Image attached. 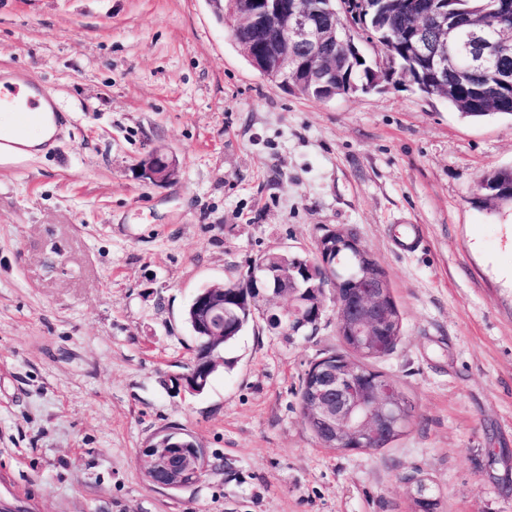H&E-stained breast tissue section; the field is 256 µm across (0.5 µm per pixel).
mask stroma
I'll return each mask as SVG.
<instances>
[{
    "label": "stroma",
    "mask_w": 512,
    "mask_h": 512,
    "mask_svg": "<svg viewBox=\"0 0 512 512\" xmlns=\"http://www.w3.org/2000/svg\"><path fill=\"white\" fill-rule=\"evenodd\" d=\"M67 110L47 153L0 163V499L21 512H512V118L412 87L318 100L264 78L207 0H0V66ZM155 150L173 182L141 176ZM415 225L419 247H396ZM353 227L400 319L374 359L415 408L386 447H323L296 395L342 351L249 326L206 389L179 390L202 288ZM211 467L173 491L138 454L166 428ZM480 190L483 192L480 200L487 208L512 204V168H496L486 172L480 181Z\"/></svg>",
    "instance_id": "1"
}]
</instances>
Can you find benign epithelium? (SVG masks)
I'll list each match as a JSON object with an SVG mask.
<instances>
[{"label":"benign epithelium","instance_id":"obj_1","mask_svg":"<svg viewBox=\"0 0 512 512\" xmlns=\"http://www.w3.org/2000/svg\"><path fill=\"white\" fill-rule=\"evenodd\" d=\"M212 12L229 25L234 40L249 63L271 82L293 90L298 84L328 80L336 76V57L321 53L327 46L340 44L345 56L360 58L362 54L349 30L336 29V17L346 12L343 0H326L318 7L313 0H207ZM434 9L427 0H414L406 12L408 21L402 32L409 38L411 67L431 71L448 63V0H438ZM492 15H512V0H493L491 9L455 20L456 27L469 34L465 49L481 47L483 53L494 54L512 43V28L498 31L494 42H483L486 24ZM431 21L443 32L441 51L427 52L422 42L423 25ZM145 178L168 183L177 175L176 161L155 151L143 164ZM336 238V246L347 247L358 254L367 252L356 231L345 226L327 230L318 240L315 261L322 270L321 281L314 285L320 303L313 309L306 305L295 275L274 270L263 264L252 265L244 287L250 298L238 305L258 313L268 330L295 335L314 330L326 309V290L332 291L336 305L339 335L346 348L367 359L384 351L382 336L400 333V315L394 312L391 289L383 275L354 280L323 260L322 242ZM198 335L208 337L202 359L178 377L190 394L203 391L210 374L222 358L213 349L224 339L225 332L235 327L230 319L227 297L205 288L193 298ZM372 369L367 364L344 354L321 358L309 366L307 399L303 402L306 420L313 426L327 448L339 450H375L391 443L414 420L415 409L396 384L384 375L367 379ZM165 446L154 442L140 450L139 463L147 481L154 488H186L202 480L208 470L209 457L200 444L181 428L161 431Z\"/></svg>","mask_w":512,"mask_h":512}]
</instances>
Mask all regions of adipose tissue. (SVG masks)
Wrapping results in <instances>:
<instances>
[{"label": "adipose tissue", "mask_w": 512, "mask_h": 512, "mask_svg": "<svg viewBox=\"0 0 512 512\" xmlns=\"http://www.w3.org/2000/svg\"><path fill=\"white\" fill-rule=\"evenodd\" d=\"M57 130L52 113H41L34 121L16 112L0 113V135L6 143L0 146V155L27 156L47 152Z\"/></svg>", "instance_id": "ef3b65f1"}]
</instances>
